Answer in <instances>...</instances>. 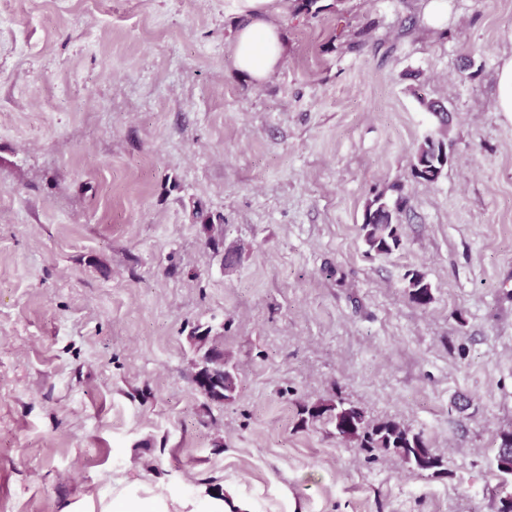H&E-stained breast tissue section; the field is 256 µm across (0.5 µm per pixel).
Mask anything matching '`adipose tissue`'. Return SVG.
<instances>
[{"label":"adipose tissue","mask_w":512,"mask_h":512,"mask_svg":"<svg viewBox=\"0 0 512 512\" xmlns=\"http://www.w3.org/2000/svg\"><path fill=\"white\" fill-rule=\"evenodd\" d=\"M286 0H236L231 56L237 71L253 81L267 79L279 66L286 42L278 23Z\"/></svg>","instance_id":"ef3b65f1"}]
</instances>
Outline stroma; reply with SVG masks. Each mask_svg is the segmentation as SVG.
I'll list each match as a JSON object with an SVG mask.
<instances>
[{
  "instance_id": "stroma-1",
  "label": "stroma",
  "mask_w": 512,
  "mask_h": 512,
  "mask_svg": "<svg viewBox=\"0 0 512 512\" xmlns=\"http://www.w3.org/2000/svg\"><path fill=\"white\" fill-rule=\"evenodd\" d=\"M288 4L264 82L234 0H0V512L223 490L245 512H496L512 431V0ZM448 110L434 184L414 152ZM402 184V247L368 252ZM432 285L412 304L407 270ZM221 337L231 403L192 383ZM342 394L441 477L300 427ZM154 469L140 471L138 462ZM498 111L512 112V57L503 61L498 71ZM409 197L393 184L375 193L365 203L360 235L368 252L391 254L402 246L398 215L407 208ZM496 468L504 479L512 478V432L500 435V444L496 455Z\"/></svg>"
}]
</instances>
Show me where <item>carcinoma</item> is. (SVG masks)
Instances as JSON below:
<instances>
[{
	"label": "carcinoma",
	"instance_id": "carcinoma-1",
	"mask_svg": "<svg viewBox=\"0 0 512 512\" xmlns=\"http://www.w3.org/2000/svg\"><path fill=\"white\" fill-rule=\"evenodd\" d=\"M419 101L427 111L439 117V127L435 135L425 137L417 147L411 174L419 182L434 184L443 176L448 165V113L436 100L421 96ZM408 204L409 197L396 184L382 189L367 200L360 235L368 251L387 255L402 246L398 215ZM405 280L413 304L425 307L433 301L432 286L423 273L409 270ZM195 340L198 351L204 355L224 354L223 344L215 337L200 335ZM192 381L210 400L220 404L233 400L238 388L235 370L227 363L224 364L221 379L211 382L208 388H202L196 372L192 374ZM299 415L304 426L318 421L331 424L336 439L346 448H357L373 456L397 458L414 473L432 477L446 473L443 457L431 448L422 432L395 418L372 419L361 407L339 394L301 403ZM496 468L501 476L512 477V432L500 435Z\"/></svg>",
	"mask_w": 512,
	"mask_h": 512
}]
</instances>
